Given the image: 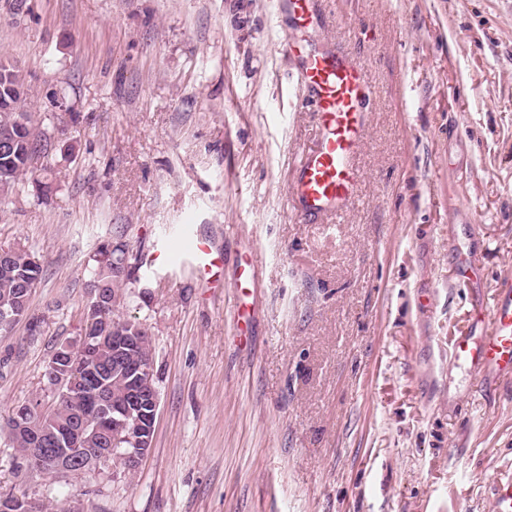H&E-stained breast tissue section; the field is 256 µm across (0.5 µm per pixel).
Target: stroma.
Wrapping results in <instances>:
<instances>
[{
    "instance_id": "stroma-1",
    "label": "stroma",
    "mask_w": 512,
    "mask_h": 512,
    "mask_svg": "<svg viewBox=\"0 0 512 512\" xmlns=\"http://www.w3.org/2000/svg\"><path fill=\"white\" fill-rule=\"evenodd\" d=\"M274 4L0 0V56L55 143L49 193L0 196V247L42 265L38 333H0V492L84 512H494L512 380L476 387L448 346L512 273V0H324L310 43L352 52L374 88L360 196L324 224L291 215L315 119ZM184 224L221 243L222 288L145 265ZM107 240L127 256L115 313L152 344L153 446L132 474H48L8 417L79 341ZM462 251L479 284L458 281Z\"/></svg>"
}]
</instances>
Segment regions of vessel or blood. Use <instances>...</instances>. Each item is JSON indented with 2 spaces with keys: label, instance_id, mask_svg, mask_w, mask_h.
<instances>
[{
  "label": "vessel or blood",
  "instance_id": "vessel-or-blood-1",
  "mask_svg": "<svg viewBox=\"0 0 512 512\" xmlns=\"http://www.w3.org/2000/svg\"><path fill=\"white\" fill-rule=\"evenodd\" d=\"M298 36L282 50L297 64V78L316 119L314 141L302 152L290 185L294 215L302 221L332 216L357 196L364 175L357 159L365 146L366 101L372 87L362 65L349 52L311 47L308 36L325 25L322 0H277ZM182 246H169L156 255L159 263L177 262L205 288L218 285L213 268L224 254L216 240L188 225ZM454 360L482 382L512 379V278L502 277L492 316L475 310L470 329L451 343ZM494 512H512V475L492 483Z\"/></svg>",
  "mask_w": 512,
  "mask_h": 512
}]
</instances>
